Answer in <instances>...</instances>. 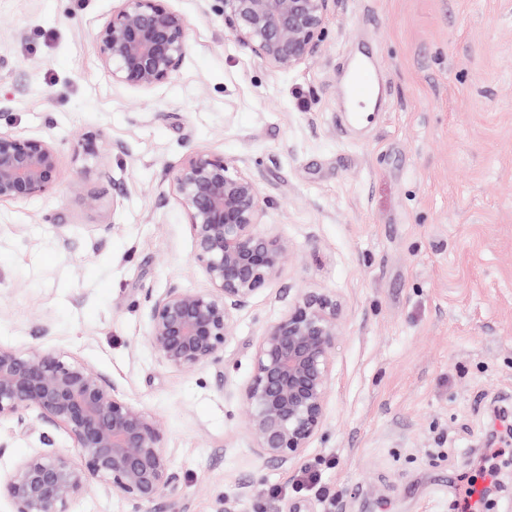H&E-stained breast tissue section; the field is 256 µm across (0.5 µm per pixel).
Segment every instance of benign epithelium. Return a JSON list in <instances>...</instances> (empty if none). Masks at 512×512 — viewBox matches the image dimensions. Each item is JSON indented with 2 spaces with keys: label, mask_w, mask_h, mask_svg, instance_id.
<instances>
[{
  "label": "benign epithelium",
  "mask_w": 512,
  "mask_h": 512,
  "mask_svg": "<svg viewBox=\"0 0 512 512\" xmlns=\"http://www.w3.org/2000/svg\"><path fill=\"white\" fill-rule=\"evenodd\" d=\"M96 45L112 80L149 89L167 82L188 51L189 24L166 0H119ZM232 37L270 69L288 73L315 53L333 0H220ZM59 152L42 137L0 130V201L52 192ZM164 181L190 224L192 263L210 288L177 284L146 295L148 339L159 362L192 371L219 362L236 316L290 261L288 240L263 229L267 203L247 163L196 150L166 167ZM342 315L328 292L299 294L266 324L241 392L256 452L294 463L324 422ZM33 407L74 441L75 454L38 450L5 473L12 512H69L95 481L136 506L176 491L165 426L100 371L53 349L20 354L0 346V419Z\"/></svg>",
  "instance_id": "obj_1"
}]
</instances>
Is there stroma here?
Wrapping results in <instances>:
<instances>
[{
    "instance_id": "35a3bbf8",
    "label": "stroma",
    "mask_w": 512,
    "mask_h": 512,
    "mask_svg": "<svg viewBox=\"0 0 512 512\" xmlns=\"http://www.w3.org/2000/svg\"><path fill=\"white\" fill-rule=\"evenodd\" d=\"M190 49L167 83L120 85L97 29L117 0H0V129L50 139L57 189L0 202V345L53 348L162 417L176 493L139 508L103 485L70 512H457L494 401L512 404V0H333L316 53L272 71L220 0H168ZM371 48L388 94L340 124L347 61ZM96 135L97 159L77 157ZM243 159L292 260L237 316L223 359L164 367L147 293L205 291L163 169ZM98 198L88 207L70 184ZM343 306L324 423L291 467L258 456L240 392L261 329L298 294ZM0 469L43 444L35 411L0 421Z\"/></svg>"
}]
</instances>
